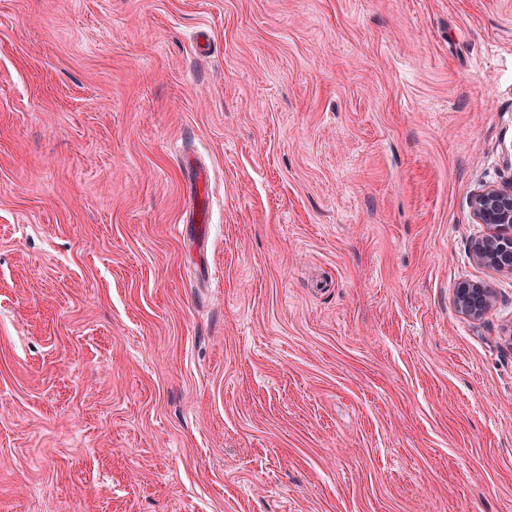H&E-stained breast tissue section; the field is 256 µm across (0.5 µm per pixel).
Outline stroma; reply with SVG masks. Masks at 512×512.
<instances>
[{
  "mask_svg": "<svg viewBox=\"0 0 512 512\" xmlns=\"http://www.w3.org/2000/svg\"><path fill=\"white\" fill-rule=\"evenodd\" d=\"M511 180L512 0H0V512H512ZM470 207L476 223L489 228L472 246L474 259L489 269L512 273V181L479 188ZM454 303L465 317L478 321L493 308L495 293L486 283L463 281L455 288Z\"/></svg>",
  "mask_w": 512,
  "mask_h": 512,
  "instance_id": "1",
  "label": "stroma"
}]
</instances>
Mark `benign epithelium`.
<instances>
[{"label": "benign epithelium", "instance_id": "7a95c632", "mask_svg": "<svg viewBox=\"0 0 512 512\" xmlns=\"http://www.w3.org/2000/svg\"><path fill=\"white\" fill-rule=\"evenodd\" d=\"M470 207L476 223L489 228L472 246L474 259L489 269L512 273V182L479 188ZM454 303L465 317L478 321L493 308L495 293L485 283L463 281L455 288Z\"/></svg>", "mask_w": 512, "mask_h": 512}]
</instances>
